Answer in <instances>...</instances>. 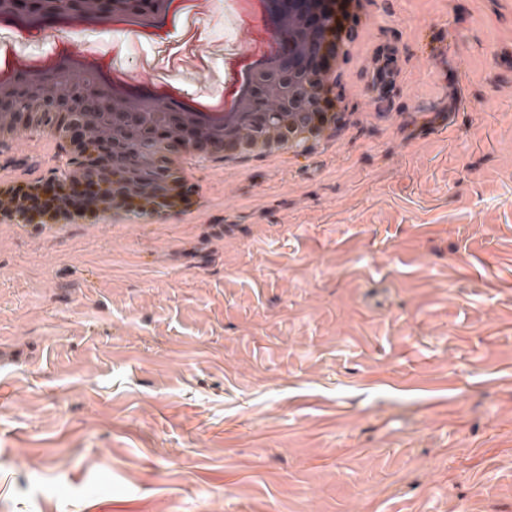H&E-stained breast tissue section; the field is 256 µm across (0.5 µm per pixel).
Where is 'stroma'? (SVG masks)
I'll use <instances>...</instances> for the list:
<instances>
[{
    "label": "stroma",
    "mask_w": 512,
    "mask_h": 512,
    "mask_svg": "<svg viewBox=\"0 0 512 512\" xmlns=\"http://www.w3.org/2000/svg\"><path fill=\"white\" fill-rule=\"evenodd\" d=\"M360 43L349 135L203 167L193 224L0 234V512H512V0H371Z\"/></svg>",
    "instance_id": "35a3bbf8"
}]
</instances>
